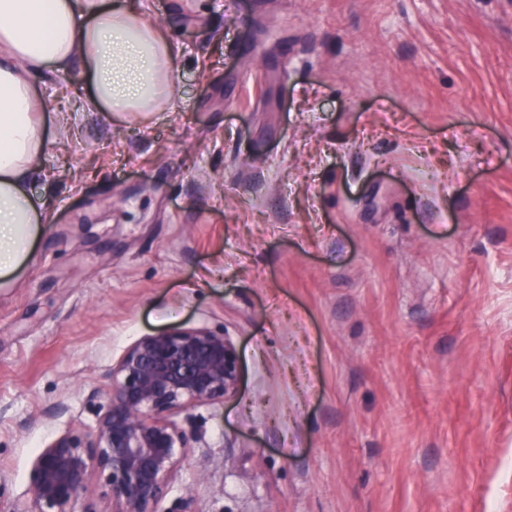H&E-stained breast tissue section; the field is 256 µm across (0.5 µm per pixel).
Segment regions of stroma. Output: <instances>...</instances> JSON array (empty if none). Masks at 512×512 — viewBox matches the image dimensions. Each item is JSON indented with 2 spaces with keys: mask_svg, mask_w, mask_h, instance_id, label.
<instances>
[{
  "mask_svg": "<svg viewBox=\"0 0 512 512\" xmlns=\"http://www.w3.org/2000/svg\"><path fill=\"white\" fill-rule=\"evenodd\" d=\"M170 109L37 82L45 222L0 287V512L92 432L138 337L204 327L236 395L157 512H512V0H136ZM65 414L51 415L56 403Z\"/></svg>",
  "mask_w": 512,
  "mask_h": 512,
  "instance_id": "1",
  "label": "stroma"
}]
</instances>
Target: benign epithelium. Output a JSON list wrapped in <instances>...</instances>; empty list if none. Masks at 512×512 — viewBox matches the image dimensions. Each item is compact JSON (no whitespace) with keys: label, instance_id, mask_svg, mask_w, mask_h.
Segmentation results:
<instances>
[{"label":"benign epithelium","instance_id":"benign-epithelium-1","mask_svg":"<svg viewBox=\"0 0 512 512\" xmlns=\"http://www.w3.org/2000/svg\"><path fill=\"white\" fill-rule=\"evenodd\" d=\"M109 376L111 386L93 394L94 433L66 432L32 462L28 492L39 512H67L93 478L107 489L112 512H152L195 441L169 416L233 397L239 356L220 333L175 329L137 339Z\"/></svg>","mask_w":512,"mask_h":512}]
</instances>
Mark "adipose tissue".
I'll list each match as a JSON object with an SVG mask.
<instances>
[{"instance_id": "ef3b65f1", "label": "adipose tissue", "mask_w": 512, "mask_h": 512, "mask_svg": "<svg viewBox=\"0 0 512 512\" xmlns=\"http://www.w3.org/2000/svg\"><path fill=\"white\" fill-rule=\"evenodd\" d=\"M176 44L123 0H0V281L32 252L42 222L29 178L45 147L43 104L34 85L81 66L89 104L105 116L167 111Z\"/></svg>"}]
</instances>
